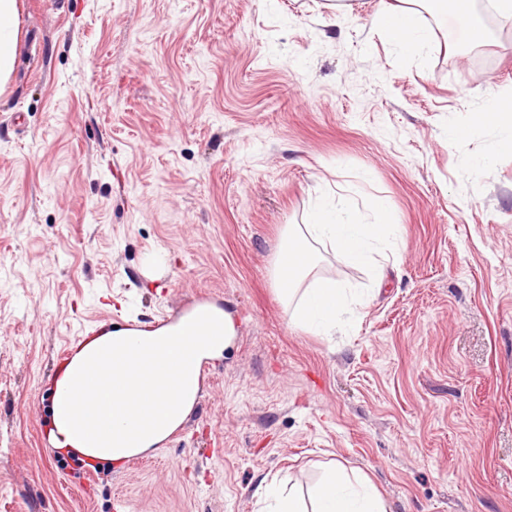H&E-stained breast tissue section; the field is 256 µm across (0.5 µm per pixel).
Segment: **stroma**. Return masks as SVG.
I'll return each mask as SVG.
<instances>
[{"instance_id":"obj_1","label":"stroma","mask_w":512,"mask_h":512,"mask_svg":"<svg viewBox=\"0 0 512 512\" xmlns=\"http://www.w3.org/2000/svg\"><path fill=\"white\" fill-rule=\"evenodd\" d=\"M390 0H23L0 94V512H264L336 462L387 512H512V21L400 52ZM383 198L382 270L333 335L271 278L322 195ZM231 313L182 429L86 470L41 438L61 347L91 324Z\"/></svg>"}]
</instances>
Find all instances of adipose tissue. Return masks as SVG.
<instances>
[{
	"instance_id": "adipose-tissue-1",
	"label": "adipose tissue",
	"mask_w": 512,
	"mask_h": 512,
	"mask_svg": "<svg viewBox=\"0 0 512 512\" xmlns=\"http://www.w3.org/2000/svg\"><path fill=\"white\" fill-rule=\"evenodd\" d=\"M445 15L448 0H396L380 24L406 54L429 39L421 12ZM20 0H0V94L11 81L21 32ZM368 207L372 221L352 219L334 205L317 208L307 223L290 225L274 265L273 278L292 321L322 332L363 301L360 288L343 286L317 272L327 245L358 265L375 263L377 246L396 237L383 201ZM235 335L231 316L217 305H197L175 322L150 330L112 329L82 344L53 386L50 425L58 454L89 463L121 466L155 450L193 409L201 367L223 356ZM308 512H386L378 491L329 467L307 492Z\"/></svg>"
}]
</instances>
